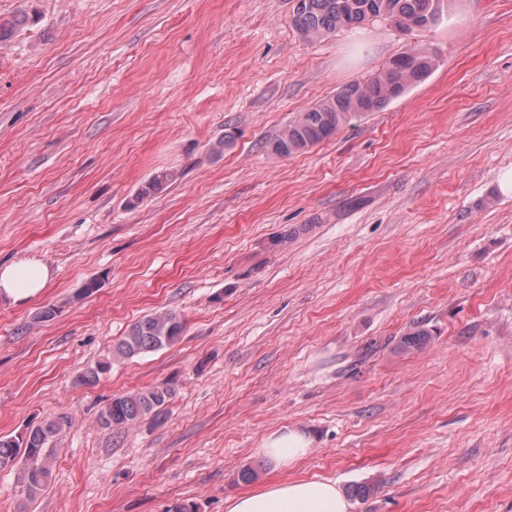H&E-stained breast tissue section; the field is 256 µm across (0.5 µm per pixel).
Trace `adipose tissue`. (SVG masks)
<instances>
[{
  "mask_svg": "<svg viewBox=\"0 0 512 512\" xmlns=\"http://www.w3.org/2000/svg\"><path fill=\"white\" fill-rule=\"evenodd\" d=\"M50 282L44 264L23 259L0 267V297L23 303L39 296ZM312 439L300 427L269 434L261 451L278 469L295 466L310 451ZM227 512H350V505L333 480L290 478L229 500Z\"/></svg>",
  "mask_w": 512,
  "mask_h": 512,
  "instance_id": "obj_1",
  "label": "adipose tissue"
}]
</instances>
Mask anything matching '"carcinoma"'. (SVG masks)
<instances>
[{
    "label": "carcinoma",
    "mask_w": 512,
    "mask_h": 512,
    "mask_svg": "<svg viewBox=\"0 0 512 512\" xmlns=\"http://www.w3.org/2000/svg\"><path fill=\"white\" fill-rule=\"evenodd\" d=\"M444 0H296L292 22L305 39L327 37L365 22L380 19L399 29L428 28L443 16ZM434 65L433 56L423 48L413 49L392 59L364 82H355L321 101L293 122L269 143L272 153L290 156L306 152L333 136L353 112H373L409 87L424 80ZM176 179L171 171H159L138 191L131 204L162 190ZM184 332V319L171 309L154 311L133 323L112 349L80 373L75 383L94 385L122 359L175 346ZM429 336L415 329L399 340L401 348H421ZM174 389L167 382L112 397L101 411L105 429L129 428L146 420H157L165 412ZM72 425L67 416H56L29 424L17 434L0 436V470H20L21 486L30 498L48 484L53 450L59 437Z\"/></svg>",
    "instance_id": "carcinoma-1"
}]
</instances>
